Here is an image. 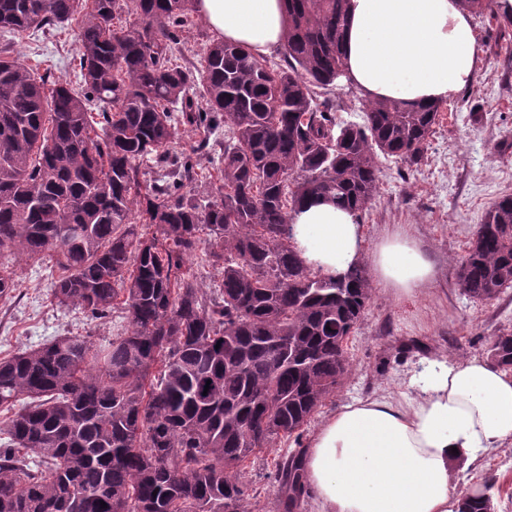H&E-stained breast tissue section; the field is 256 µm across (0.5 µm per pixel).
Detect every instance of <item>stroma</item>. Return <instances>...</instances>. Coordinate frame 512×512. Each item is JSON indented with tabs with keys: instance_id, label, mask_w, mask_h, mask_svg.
I'll use <instances>...</instances> for the list:
<instances>
[{
	"instance_id": "1",
	"label": "stroma",
	"mask_w": 512,
	"mask_h": 512,
	"mask_svg": "<svg viewBox=\"0 0 512 512\" xmlns=\"http://www.w3.org/2000/svg\"><path fill=\"white\" fill-rule=\"evenodd\" d=\"M473 23L484 51L473 83L444 102L419 164L377 157L379 191L362 218L365 251H373L384 234L404 228L436 263L437 282L428 295L411 298L375 285L348 339L351 372L304 438H311L325 414L356 400L413 393L411 379L423 362L484 356L487 338L512 328V290L497 300L472 302L455 286L458 265L487 209L500 196L512 195V22L486 14ZM2 46L30 65L47 62L54 76L77 78L74 34L32 41L0 31ZM0 266L19 283L16 294L0 298V357L69 334L100 344L124 324L117 312L92 320L77 307H57L49 276L53 260L35 263L18 249ZM245 478L258 491L256 512H277L274 472L265 456L251 459ZM453 483L461 493H486L494 512H512V447L491 450L471 465L455 464Z\"/></svg>"
}]
</instances>
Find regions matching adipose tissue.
Here are the masks:
<instances>
[{
	"instance_id": "obj_1",
	"label": "adipose tissue",
	"mask_w": 512,
	"mask_h": 512,
	"mask_svg": "<svg viewBox=\"0 0 512 512\" xmlns=\"http://www.w3.org/2000/svg\"><path fill=\"white\" fill-rule=\"evenodd\" d=\"M215 40L258 55L280 50L282 0H195ZM343 51L348 81L373 100L443 102L473 82L483 48L458 0H348ZM300 257L330 277L360 263L363 227L324 199L293 219ZM374 277L398 296L429 293L434 263L404 229L371 257ZM411 396L342 406L311 437L308 493L322 512H459L450 465L512 446V370L483 358L429 361Z\"/></svg>"
}]
</instances>
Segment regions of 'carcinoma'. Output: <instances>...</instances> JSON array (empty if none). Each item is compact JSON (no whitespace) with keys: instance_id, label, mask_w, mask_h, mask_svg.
Instances as JSON below:
<instances>
[{"instance_id":"1","label":"carcinoma","mask_w":512,"mask_h":512,"mask_svg":"<svg viewBox=\"0 0 512 512\" xmlns=\"http://www.w3.org/2000/svg\"><path fill=\"white\" fill-rule=\"evenodd\" d=\"M346 2L283 0L279 64L213 42L181 65L194 0H0V29L21 38L77 21L80 75L51 81L0 49V255L25 224L28 255L60 271L59 307L101 319L119 299L128 318L99 346L59 336L0 359V512H252L239 467L281 438L296 448L271 460L277 501L298 508L303 432L349 375L373 287L361 264L339 278L307 266L293 216L326 197L362 217L377 156L419 163L442 108L367 100L361 121L337 117ZM220 120L219 175L192 189L207 137L174 153L178 126ZM203 244L214 291L190 264ZM456 286L473 301L512 288V195L478 225ZM486 354L511 370L512 330ZM489 501L467 493L460 512Z\"/></svg>"}]
</instances>
